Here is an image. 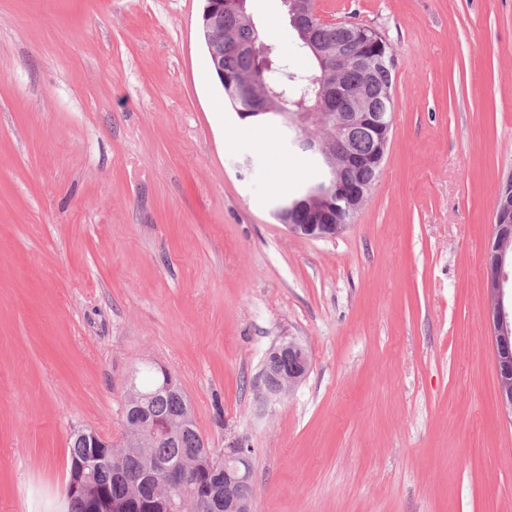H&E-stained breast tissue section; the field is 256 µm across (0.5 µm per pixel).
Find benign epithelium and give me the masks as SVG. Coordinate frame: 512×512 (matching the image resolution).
I'll return each mask as SVG.
<instances>
[{
  "label": "benign epithelium",
  "instance_id": "obj_1",
  "mask_svg": "<svg viewBox=\"0 0 512 512\" xmlns=\"http://www.w3.org/2000/svg\"><path fill=\"white\" fill-rule=\"evenodd\" d=\"M201 15V29L212 69L216 72L223 88L232 98L249 105L240 113L243 118L257 116L263 109L265 97L255 75L248 72L224 71V25L221 17L224 8L245 10V0H204ZM352 40H361L364 51L353 58L352 64L371 76L378 69L392 66L393 57L385 40L357 30L348 34ZM305 43L322 63L318 82L326 92H334L348 100V106L339 112H301L295 118L297 130L306 132L308 122L326 129L330 137L323 142L308 137L303 139L305 148L319 152L328 163H335L344 171L348 168L368 167L381 171L389 134L392 126V113L379 112L374 100L360 95L359 91L346 86L342 81V70L336 61H344L348 56V42L339 41L328 50L311 37ZM371 130L374 148L367 155H360L347 148L354 133L361 129ZM371 185L344 183L333 180L322 190H311L290 204L280 208L276 218L288 231L312 239L333 238L346 227L338 220V215L346 212L354 215L364 204ZM493 231L512 222V176L501 185L495 207ZM508 262L502 253H487L485 258V285L489 296L494 300L489 309V323L495 342L498 372L508 378L512 376V330L509 329L508 311L505 304L506 288L509 283ZM311 364L306 350L293 340H283L273 345L266 353L259 376L261 398L265 401L288 394L305 379ZM183 428L179 423L159 424L152 420L134 421L125 426L120 441L96 431L84 433L92 447L105 446L114 449L119 459L139 460L130 449L134 444L148 446L153 440L167 436ZM192 465L166 471L161 478L162 485L169 488L184 484ZM224 470V483L209 484L204 488L200 500L224 512H251L252 497L247 493L252 482V468L249 465V451L237 448L235 452H224V465L210 463V471ZM68 493L84 498L86 512H153V501L147 500L135 486L128 488L123 498L112 503L101 499L100 493L88 486L67 485Z\"/></svg>",
  "mask_w": 512,
  "mask_h": 512
}]
</instances>
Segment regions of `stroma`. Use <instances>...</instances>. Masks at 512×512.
I'll list each match as a JSON object with an SVG mask.
<instances>
[{
	"label": "stroma",
	"instance_id": "1",
	"mask_svg": "<svg viewBox=\"0 0 512 512\" xmlns=\"http://www.w3.org/2000/svg\"><path fill=\"white\" fill-rule=\"evenodd\" d=\"M202 0H0V512H64L71 435L119 438L169 370L253 512H512L484 259L512 172V0H316L390 46L392 128L349 227L278 207L319 177L224 101ZM309 67L282 0H247ZM308 376L262 405L268 349Z\"/></svg>",
	"mask_w": 512,
	"mask_h": 512
}]
</instances>
